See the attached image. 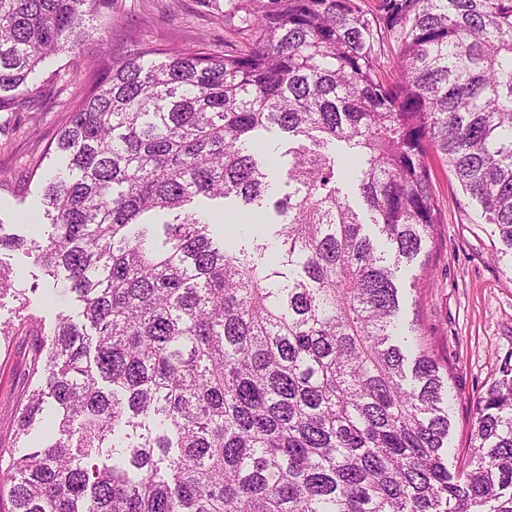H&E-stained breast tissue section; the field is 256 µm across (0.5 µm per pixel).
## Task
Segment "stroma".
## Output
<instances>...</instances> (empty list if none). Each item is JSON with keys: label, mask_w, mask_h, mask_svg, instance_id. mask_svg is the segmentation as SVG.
<instances>
[{"label": "stroma", "mask_w": 512, "mask_h": 512, "mask_svg": "<svg viewBox=\"0 0 512 512\" xmlns=\"http://www.w3.org/2000/svg\"><path fill=\"white\" fill-rule=\"evenodd\" d=\"M228 0H112V37L88 43L75 53L52 57L31 76L37 96L19 94V104L0 111V168L11 182L0 188V221L14 233L30 235L26 220L42 207V188L29 176L33 157L54 143L66 108L78 88L51 80L52 71L80 70L89 57L108 52L127 54L132 45L127 33L153 40L168 38L177 44L228 51L236 35L224 25ZM434 191L444 222L427 246L430 275L420 291H412V267L400 292L415 301L414 316L422 340L448 365L454 395L448 436V467L458 470L469 459L472 401L512 363V269L498 260L494 225L483 223L476 205L467 203L446 166L433 163ZM0 267L9 272L12 290L0 294V323L16 327L8 345L0 347V440L14 437L18 400L36 385L33 367L40 334L50 333L59 312L77 315L78 308L54 289L35 254L24 250L0 251ZM25 291L27 309H20L15 290ZM40 321L37 331L22 327L25 313Z\"/></svg>", "instance_id": "obj_1"}]
</instances>
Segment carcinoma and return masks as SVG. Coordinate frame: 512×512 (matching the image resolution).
Returning <instances> with one entry per match:
<instances>
[{"label":"carcinoma","instance_id":"1","mask_svg":"<svg viewBox=\"0 0 512 512\" xmlns=\"http://www.w3.org/2000/svg\"><path fill=\"white\" fill-rule=\"evenodd\" d=\"M111 8L0 0V111ZM224 25L229 53L133 36L66 72L52 232L0 223V250L35 253L85 324L37 345L0 512H512V367L451 472L450 371L396 285L443 223L432 159L512 263V0H230ZM272 126L286 272L188 208L262 207Z\"/></svg>","mask_w":512,"mask_h":512}]
</instances>
